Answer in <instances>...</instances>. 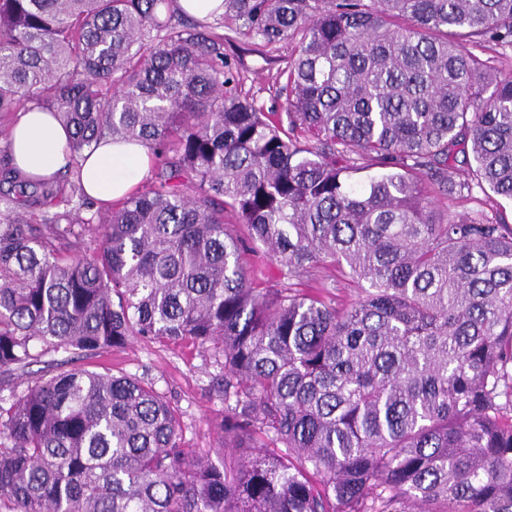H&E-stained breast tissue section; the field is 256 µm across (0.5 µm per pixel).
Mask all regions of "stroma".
<instances>
[{"instance_id":"35a3bbf8","label":"stroma","mask_w":512,"mask_h":512,"mask_svg":"<svg viewBox=\"0 0 512 512\" xmlns=\"http://www.w3.org/2000/svg\"><path fill=\"white\" fill-rule=\"evenodd\" d=\"M225 52L236 61L239 87L257 107L267 112L279 109L276 91L283 79L280 71L291 45L281 43L273 48L254 44L252 39L237 35L226 43ZM435 207L440 214L482 217L494 220L506 217L512 221V200L487 197L473 190L464 199L438 196ZM69 368L90 370L112 369L151 382L155 389L179 409L182 438L189 448L213 450L218 443L219 425L224 418V403L211 388V381L221 369L200 348L189 345H160L140 339L131 340L125 348L94 358H76Z\"/></svg>"}]
</instances>
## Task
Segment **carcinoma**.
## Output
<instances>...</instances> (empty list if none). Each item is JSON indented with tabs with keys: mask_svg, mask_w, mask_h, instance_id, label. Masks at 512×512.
Segmentation results:
<instances>
[{
	"mask_svg": "<svg viewBox=\"0 0 512 512\" xmlns=\"http://www.w3.org/2000/svg\"><path fill=\"white\" fill-rule=\"evenodd\" d=\"M174 2L0 0L3 152L38 106L74 163L155 159L107 209L0 168V376L190 342L224 370L221 463L148 382L42 374L0 386V512H512V224L431 200H512V77L483 56L512 0ZM225 29L292 45L282 112L238 92ZM326 268L355 300L294 287Z\"/></svg>",
	"mask_w": 512,
	"mask_h": 512,
	"instance_id": "cac0c4a2",
	"label": "carcinoma"
}]
</instances>
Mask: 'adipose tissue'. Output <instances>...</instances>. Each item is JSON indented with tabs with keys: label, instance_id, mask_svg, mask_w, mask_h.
<instances>
[{
	"label": "adipose tissue",
	"instance_id": "1",
	"mask_svg": "<svg viewBox=\"0 0 512 512\" xmlns=\"http://www.w3.org/2000/svg\"><path fill=\"white\" fill-rule=\"evenodd\" d=\"M68 137L52 113L38 108L18 113L9 129L15 165L30 176H53L69 163ZM149 164L150 152L143 144L105 139L83 162L81 184L88 197L109 205L140 183Z\"/></svg>",
	"mask_w": 512,
	"mask_h": 512
}]
</instances>
